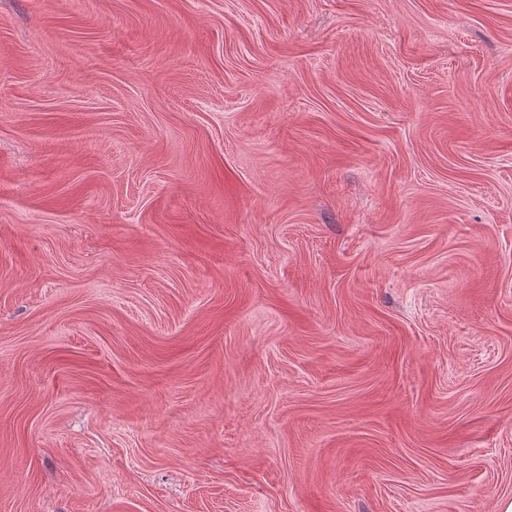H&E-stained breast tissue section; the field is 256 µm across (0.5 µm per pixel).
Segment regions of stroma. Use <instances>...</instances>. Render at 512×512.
I'll return each instance as SVG.
<instances>
[{
  "instance_id": "1",
  "label": "stroma",
  "mask_w": 512,
  "mask_h": 512,
  "mask_svg": "<svg viewBox=\"0 0 512 512\" xmlns=\"http://www.w3.org/2000/svg\"><path fill=\"white\" fill-rule=\"evenodd\" d=\"M512 0H0V512H498Z\"/></svg>"
}]
</instances>
